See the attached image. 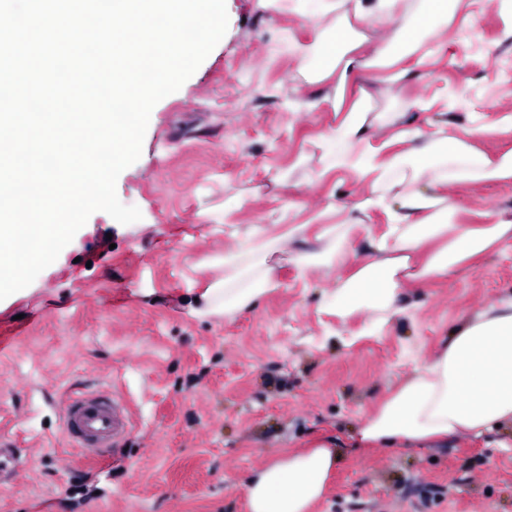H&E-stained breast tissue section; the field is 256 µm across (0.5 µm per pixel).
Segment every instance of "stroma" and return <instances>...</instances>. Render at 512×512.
<instances>
[{
	"instance_id": "obj_1",
	"label": "stroma",
	"mask_w": 512,
	"mask_h": 512,
	"mask_svg": "<svg viewBox=\"0 0 512 512\" xmlns=\"http://www.w3.org/2000/svg\"><path fill=\"white\" fill-rule=\"evenodd\" d=\"M228 29L181 88L153 108L140 158L116 182L138 207L123 225L94 212L28 287L0 300V432L23 438L20 475L0 487V512H70L80 474L99 495L84 512H248L247 479L284 453L317 443L341 460L312 512H512V428L424 448H362L356 434L415 361L454 328L512 297V239L447 275L407 280L383 335L365 336L321 303L350 268L301 270L341 222L365 257L387 229L382 210L361 215L369 193L347 171L321 173L311 143L336 126L337 95H365L373 143L473 113H512V38L498 0H483L469 44L446 41L429 71L395 85L362 69L337 91L335 76L304 77L287 37L315 33L281 7L226 0ZM467 87L463 107L439 96ZM393 112L383 123L378 113ZM442 195L462 224L484 214L512 224V179L448 182ZM289 232L275 255L277 288L228 319L208 299L224 254L254 228ZM106 384L127 397L132 430L115 459L77 458L58 407L71 387ZM442 495L428 504L420 486Z\"/></svg>"
}]
</instances>
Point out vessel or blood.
<instances>
[{
	"label": "vessel or blood",
	"instance_id": "b4317fda",
	"mask_svg": "<svg viewBox=\"0 0 512 512\" xmlns=\"http://www.w3.org/2000/svg\"><path fill=\"white\" fill-rule=\"evenodd\" d=\"M63 434L83 458L101 459L119 448L130 433L131 412L126 400L107 385L76 387L59 409ZM22 467L16 439L0 435V485L15 480Z\"/></svg>",
	"mask_w": 512,
	"mask_h": 512
}]
</instances>
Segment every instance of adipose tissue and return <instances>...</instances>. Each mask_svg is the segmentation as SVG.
<instances>
[{"instance_id": "ef3b65f1", "label": "adipose tissue", "mask_w": 512, "mask_h": 512, "mask_svg": "<svg viewBox=\"0 0 512 512\" xmlns=\"http://www.w3.org/2000/svg\"><path fill=\"white\" fill-rule=\"evenodd\" d=\"M480 0H421L418 24L400 26L397 36L374 54L354 56L344 28L336 30V60L342 68L339 85L361 67L386 71L388 85L397 84L403 60L429 67L445 32L469 42L482 11ZM360 21L369 25L399 23L406 0H340ZM467 22L452 27L457 13ZM362 103H354L336 128L313 143L323 171L346 170L366 181L370 194L359 202L360 211L387 210V232L370 239L371 255L356 262L348 248L349 225L340 224L318 250L298 256L302 269L332 270L349 263L356 269L337 281L322 303L324 312L347 319L367 311L366 331L381 334L401 293V271L419 262L417 278L430 279L491 251L512 234V224H461L453 204L436 194L439 184L453 179L487 184L512 178V149L491 157L474 151L471 141L488 134L512 131V114L496 121L473 119L463 133L442 126L427 132L403 130L413 142L408 151L388 152L366 135ZM411 192L394 195L396 184ZM287 234L257 232L239 250L224 256V286L214 298L224 301L231 318L274 290L277 282L270 258L286 246ZM512 425V298L481 312L454 331L431 359L420 362L358 432L363 445L396 440L423 445L451 437L476 436ZM339 461L336 449L324 443L293 454H283L246 484L248 512H310L325 493L329 474Z\"/></svg>"}]
</instances>
